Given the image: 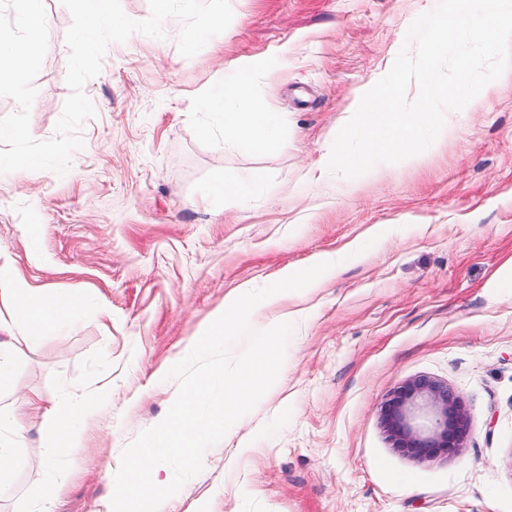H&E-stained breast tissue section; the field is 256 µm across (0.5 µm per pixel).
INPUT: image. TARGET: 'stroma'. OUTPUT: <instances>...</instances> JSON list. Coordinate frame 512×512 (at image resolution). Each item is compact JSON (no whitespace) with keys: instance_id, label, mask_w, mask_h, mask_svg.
<instances>
[{"instance_id":"1","label":"stroma","mask_w":512,"mask_h":512,"mask_svg":"<svg viewBox=\"0 0 512 512\" xmlns=\"http://www.w3.org/2000/svg\"><path fill=\"white\" fill-rule=\"evenodd\" d=\"M48 50L30 132L55 134L66 83L60 0H44ZM435 0H231L233 20L195 56L163 38L111 44L85 86L95 115L65 175L0 174V262L35 286L84 298L63 340L17 339L0 408L25 437L0 512H30L55 450L28 391L93 403L83 445L60 461L53 512H110L123 449L177 393L169 369L241 284L353 244L363 251L324 287L262 301L251 326L294 325L280 373L253 410L203 455L161 512H512V72L449 111L450 130L413 163L352 179L327 162L354 92L393 65ZM260 60L250 94L280 113L287 143H226L202 95ZM213 130L202 137L201 127ZM253 177L247 200H210L220 178ZM383 225L375 244L368 231ZM427 375L470 412L465 448L417 462L390 447L384 398Z\"/></svg>"}]
</instances>
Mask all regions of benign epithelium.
<instances>
[{"instance_id": "benign-epithelium-1", "label": "benign epithelium", "mask_w": 512, "mask_h": 512, "mask_svg": "<svg viewBox=\"0 0 512 512\" xmlns=\"http://www.w3.org/2000/svg\"><path fill=\"white\" fill-rule=\"evenodd\" d=\"M380 421L395 451L423 462L457 453L468 436L470 417L451 387L418 375L385 399Z\"/></svg>"}]
</instances>
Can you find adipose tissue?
<instances>
[{"mask_svg":"<svg viewBox=\"0 0 512 512\" xmlns=\"http://www.w3.org/2000/svg\"><path fill=\"white\" fill-rule=\"evenodd\" d=\"M257 65L242 61L233 82L217 93L206 95L205 108L224 117V138L248 152L273 151L286 143L281 117L256 107L249 97V86ZM82 300L78 295H62L50 288L31 287L21 273L8 264L0 265V385L13 373L16 348L10 337L24 331L28 342L57 336L64 325L79 316ZM78 402L63 400L44 412L41 432L55 450V460L45 462L46 470H55L58 460L80 448L82 429L77 421Z\"/></svg>","mask_w":512,"mask_h":512,"instance_id":"obj_1","label":"adipose tissue"}]
</instances>
